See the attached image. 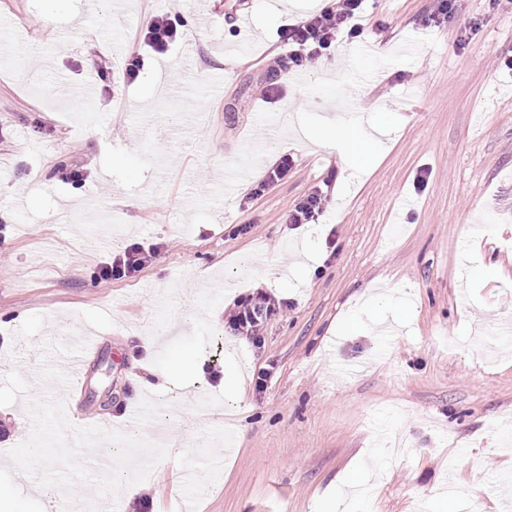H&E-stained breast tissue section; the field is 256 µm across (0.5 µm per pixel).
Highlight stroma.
<instances>
[{
  "label": "stroma",
  "instance_id": "obj_1",
  "mask_svg": "<svg viewBox=\"0 0 512 512\" xmlns=\"http://www.w3.org/2000/svg\"><path fill=\"white\" fill-rule=\"evenodd\" d=\"M110 2L0 0V26L16 35L0 42L15 60L0 66L11 121L0 131L11 214L0 461L30 430L26 399L54 397L74 425L185 443L145 481L164 490L155 512L186 497L195 512H443L433 490L446 482L459 512H501L512 498V334L499 328L512 321V76L489 59L512 49V5L466 0L450 27L425 29L436 0H379L365 40L321 58L339 60L338 75L308 69L297 84L264 57L320 0H248L245 25L236 0H214L213 24L188 34L193 58L175 45L126 83L115 56L114 78L78 107L95 51L128 42L149 12L195 13V0H124L116 16ZM327 120L377 129L364 169L313 143ZM284 153L288 176L260 186ZM59 164L82 183L61 182ZM316 186L330 207L289 229L288 209ZM91 200L110 222H84ZM237 225L245 234L229 236ZM143 239L163 245L149 266L94 286L100 258ZM257 287L287 301L286 315L264 324L261 347L225 343V306ZM148 332L159 338L149 357ZM74 336L99 347L82 383L59 360ZM184 357L216 362L220 379L177 370ZM229 418L247 432L228 456Z\"/></svg>",
  "mask_w": 512,
  "mask_h": 512
}]
</instances>
